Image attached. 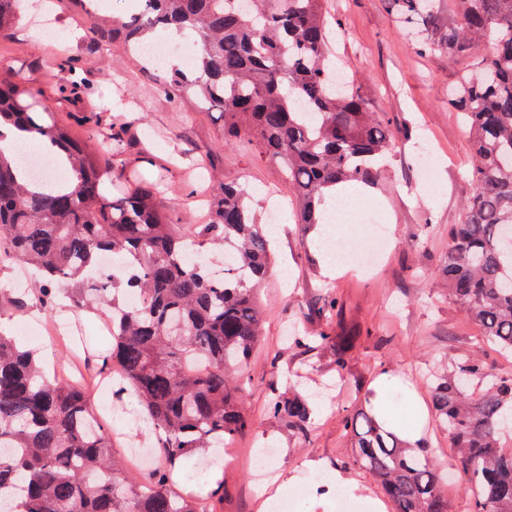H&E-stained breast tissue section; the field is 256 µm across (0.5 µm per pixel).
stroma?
Wrapping results in <instances>:
<instances>
[{
    "instance_id": "stroma-1",
    "label": "stroma",
    "mask_w": 512,
    "mask_h": 512,
    "mask_svg": "<svg viewBox=\"0 0 512 512\" xmlns=\"http://www.w3.org/2000/svg\"><path fill=\"white\" fill-rule=\"evenodd\" d=\"M327 7L333 50L342 68L395 138L361 212L348 219L342 233L350 241L372 238L374 218L382 215L389 220L390 244L373 270L355 267L340 275L326 267L327 249L316 230L305 231L295 223L294 194L279 163L259 154L257 146L225 145L221 113L195 111L189 98L171 102L161 89L165 67L143 72L122 50L88 52L84 36L97 19L84 15L72 0H55L53 10L57 31L68 42L66 50L54 48L36 33L28 9L0 34V76L42 89L43 105L95 149L104 145V138L89 137L74 121L76 108L55 91L60 76L55 62L67 56L82 60L93 89L81 107H110L111 123L125 132L130 168L150 179L167 167L156 202L173 220L203 223L200 195L210 191L211 182L199 179L198 173L209 152L225 182L248 190L267 226L275 265L260 291L266 319L262 341L242 369L252 426L227 449H206L188 463L194 469L217 462V478L201 484L203 495H215V512H271L260 506L261 494L253 481L254 457L265 446L277 451L274 474L296 490L295 512H349L353 507L376 512L375 503L384 499L380 487L368 474L346 466L353 450L341 424L344 411L359 408L378 388L389 412L427 418L430 368L441 358L469 354L479 339L478 328L442 295L438 277L450 230L459 223L473 190L469 129L448 102L449 89L472 63H450L443 51H417L415 42L425 36L424 27L399 23L386 0H327ZM144 155L150 156V163H141ZM272 197L283 204L275 220L268 212ZM327 296L336 300L331 322L312 312ZM340 322L360 329L341 384L328 347L310 351L288 340L289 327L316 336L335 330ZM34 323L33 316L20 318L10 308L0 309V326L21 343L39 347L46 362L65 359L70 347L21 333L22 325ZM386 372L390 380L377 387V378ZM292 389L312 402L304 436L289 431L269 411L274 398ZM89 392L97 397V410L112 415L117 454L125 453L129 440L152 447L154 438L141 422L134 399L119 401L111 391L94 386ZM333 475L356 484L355 494L321 498L319 486Z\"/></svg>"
}]
</instances>
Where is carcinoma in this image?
Returning <instances> with one entry per match:
<instances>
[{"mask_svg":"<svg viewBox=\"0 0 512 512\" xmlns=\"http://www.w3.org/2000/svg\"><path fill=\"white\" fill-rule=\"evenodd\" d=\"M19 0H0V31L17 19ZM118 24H97L93 48L120 45L142 67L146 33L193 37L199 48L189 71L172 68L164 89L172 100L193 97L201 110L224 113V141L255 143L280 161L297 205V223L327 221L325 189L372 183L378 156L394 135L348 80L336 79L325 0H133ZM404 24L434 25L437 0H387ZM448 59L476 55L459 76L451 103L470 128L474 191L450 233L439 279L448 300L480 330L479 346L512 352V0H448V34L416 42ZM58 92L85 98L90 85L78 59L60 65ZM42 91L0 76V117L11 116L67 153L79 182L72 190L35 183L18 156L0 154V261L38 272L39 307L56 306L65 282L78 311L106 308L112 349L99 373L113 372L121 399L132 396L160 445L161 464L140 483L112 453V432L99 426L88 390L48 374L37 354L0 332V512H210L192 490L171 478L202 448H215L250 427L240 368L257 348L264 310L257 288L271 270L270 240L256 223L247 190L213 179L207 224H176L156 202L157 183L134 173L129 190L109 194L104 176L126 167L122 130L90 151L40 105ZM75 120L100 132L105 111ZM236 254L241 274L222 280L203 259L206 244ZM132 255L121 276H96L102 257ZM145 306L119 302V287ZM0 303L23 314L29 304L1 290ZM356 327L296 336L325 343L344 378L359 338ZM434 421L448 432L455 470L464 475L465 512H512V377L488 372L479 351L444 362L429 386ZM270 412L307 434L308 402L275 399ZM352 466L369 474L392 512H448V470L426 443L411 445L361 408L345 416Z\"/></svg>","mask_w":512,"mask_h":512,"instance_id":"cac0c4a2","label":"carcinoma"}]
</instances>
